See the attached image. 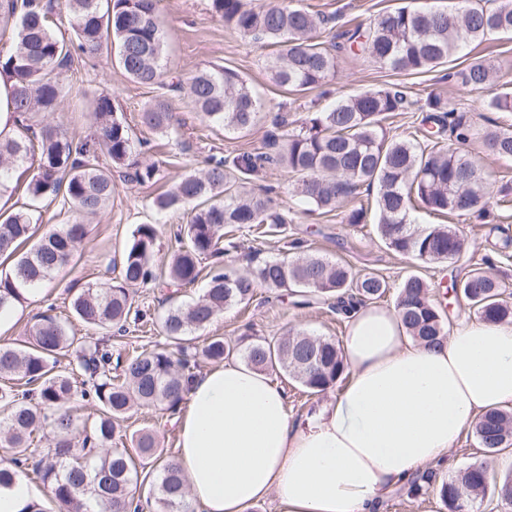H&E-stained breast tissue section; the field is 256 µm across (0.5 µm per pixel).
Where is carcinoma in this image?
I'll list each match as a JSON object with an SVG mask.
<instances>
[{
    "label": "carcinoma",
    "instance_id": "obj_1",
    "mask_svg": "<svg viewBox=\"0 0 512 512\" xmlns=\"http://www.w3.org/2000/svg\"><path fill=\"white\" fill-rule=\"evenodd\" d=\"M452 0L449 8L401 6L377 15L370 27L351 23L339 34L341 42L326 43L320 34L330 29L333 16L303 7L273 4L249 7L244 0H211L213 13L224 24L256 41L281 47L268 64L272 81L292 93L324 89L336 73L339 54L350 51L369 57L394 73L421 74L453 62L470 44L496 33L512 36V0ZM61 7L71 29L70 39L58 36L51 22ZM11 29V50L0 55V78L11 83L10 105L16 136H0V193L8 189L12 172L27 162L33 141L39 142L36 173L26 185L30 206L61 200L72 222L34 239L29 212H0V256L12 261L0 274V312L26 301L74 256L86 235L84 219L107 208L112 199V170L129 184L143 185L157 175L154 165L131 161L137 143L130 126L117 115L112 97H99L92 109L93 134L80 139L58 127L35 128L41 113L54 112L71 99L68 72L74 55L96 57L107 50L132 81L152 85L159 93L141 113L148 128L170 133L171 98L186 92L196 111L227 132L250 130L262 109L248 84L228 68H205L187 80L168 77L162 59L165 39L157 0H0V35ZM448 82L471 91H486L493 82V66L474 57L461 69L448 68ZM487 106L512 112V95L496 93ZM419 112L415 133L402 137L391 132L399 112ZM275 133L261 152L243 151L229 157L211 155L199 173H188L154 200L160 211L194 204L190 220L174 232L178 248L165 274L175 286L194 284L203 261L224 254V226L270 224L282 227L288 215L274 209L272 200L247 189L265 167L283 168L296 176V194L314 207L331 213L343 199L365 186L376 189L377 234L396 254L421 263L455 261L464 255V239L451 224L415 225L414 212L481 215L491 206L512 207V189L495 188L477 160L463 151L482 138L486 152L512 159V127L487 131L479 116L430 95L425 103L413 100L407 86H382L337 96L333 105L308 111L289 120L279 107L271 117ZM157 229L140 224L125 248L120 283L89 285L71 302L76 318L87 328L77 337L55 315L43 312L28 329L23 345L0 346V439L12 449L0 463V488H8L28 470L33 434L47 422L52 445L33 463V473L52 487L64 512H140L133 489H143L134 456L159 470L160 478L147 489L146 501L156 512H194L183 475L165 462L150 432L117 435V421L134 408L160 406L176 413L197 358L221 362L243 360L261 372L283 373L311 395L336 386L345 372L340 345L331 338L293 331L279 338H244L233 343L210 336L190 353L191 335L211 326L224 309L250 301L258 286L284 289L290 294L315 293L336 301V314L353 304L366 305L383 297L388 282L368 272L356 275L345 263L322 256L267 259L247 274L215 268L208 288L196 302L171 304L153 319L133 309L130 287L157 279L153 264ZM477 319L512 323V298L489 269L480 263L458 283ZM394 308L412 338L428 347L443 342L449 332L445 312L420 275L405 278ZM155 323L159 332L179 350H145L131 356L113 354L112 347L94 338L99 332H125L129 321ZM73 355L71 369H60L61 358ZM98 407L99 419L91 432L77 439V420L68 408L76 394ZM473 433L484 455L494 456L512 447V412L490 411L473 423ZM437 484L447 512H480L488 493L512 508V471L495 478L487 463L468 464L454 476L436 483L428 471L407 483V494L418 495Z\"/></svg>",
    "mask_w": 512,
    "mask_h": 512
}]
</instances>
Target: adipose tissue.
Here are the masks:
<instances>
[{
  "mask_svg": "<svg viewBox=\"0 0 512 512\" xmlns=\"http://www.w3.org/2000/svg\"><path fill=\"white\" fill-rule=\"evenodd\" d=\"M346 379L296 418L263 372L227 361L179 404L174 458L198 512H379L396 487L449 452L482 414L512 408V324L460 319L426 347L392 308L356 307L341 342Z\"/></svg>",
  "mask_w": 512,
  "mask_h": 512,
  "instance_id": "1",
  "label": "adipose tissue"
}]
</instances>
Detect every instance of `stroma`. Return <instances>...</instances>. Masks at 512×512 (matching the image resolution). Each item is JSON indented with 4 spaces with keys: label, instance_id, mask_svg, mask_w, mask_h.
Here are the masks:
<instances>
[{
    "label": "stroma",
    "instance_id": "obj_1",
    "mask_svg": "<svg viewBox=\"0 0 512 512\" xmlns=\"http://www.w3.org/2000/svg\"><path fill=\"white\" fill-rule=\"evenodd\" d=\"M409 0H290L291 5L335 15L337 26L349 20L370 25L381 11L407 5ZM159 16L165 33L164 70L184 78L211 65H221L236 71L245 79L265 107L257 123L246 135L224 132L222 127L206 122L195 112L186 93L171 97L175 116L174 133L164 135L140 122L146 103L156 94L155 88L130 81L122 70L106 56H78L70 76L73 83V102L61 105L45 120L54 127L67 129L78 138L88 136L91 118L88 101L102 94L110 95L130 125L135 138L145 141L138 159L156 164V181L131 186L114 179L112 201L107 211L87 222V234L78 245L72 262L56 272L37 293L29 295L17 307L11 327L0 334V344H21L27 339V329L34 316L53 308L69 331L83 335L84 328L71 314L70 301L74 289L90 284L114 283L119 279L123 252L137 225L151 224L158 230L155 247L157 261H164L175 248L170 228L187 223L189 209L157 212L153 200L166 192L181 176L197 171L205 158L213 153L233 155L238 152L261 150L271 131L269 113L278 106H289L292 117H300L302 108L293 105L292 98L275 86L266 69V59L274 48L263 42L244 37L226 27L211 11L210 0H159ZM476 57L489 59L495 66L494 84L497 90L512 92V38L492 34L472 51ZM443 69L414 75H398L378 68L367 59L345 54L338 59L336 74L328 89L342 94L359 91L387 82L400 81L411 87L415 98L423 99L435 93L455 101L466 110L481 115L489 123L512 125V112H494L487 107L486 93L469 91L448 85ZM257 184L271 188V196L291 219L284 232L256 236L251 228L228 226L225 238L237 242L239 249L227 262L237 272L246 273L260 261L307 255H323L349 264L353 272L375 271L382 274L390 288L380 303L393 306L398 289L406 276L421 275L434 293L452 286L465 275L463 265L453 262L415 263L388 250L378 239L375 214H368L366 223L352 226L343 217L366 193L346 198L337 211L323 214L309 211L293 191V178L284 170L269 169L260 173ZM455 225L466 240V253L474 260L495 259L504 238H512V210L493 211L484 220L469 215L453 216ZM205 281L171 290L156 281L132 289L136 306L151 316H158L167 307V296L189 301L202 296ZM330 300L320 297L307 308H299L288 292L258 287L249 303L225 309L223 316L207 331L198 332V339L221 336L234 339L243 330L262 337H279L289 330H307L317 336L341 339L346 322L332 312ZM121 431L132 433L142 429L152 431L158 438L165 456L177 452V424L173 416L155 407L134 409L122 422Z\"/></svg>",
    "mask_w": 512,
    "mask_h": 512
}]
</instances>
